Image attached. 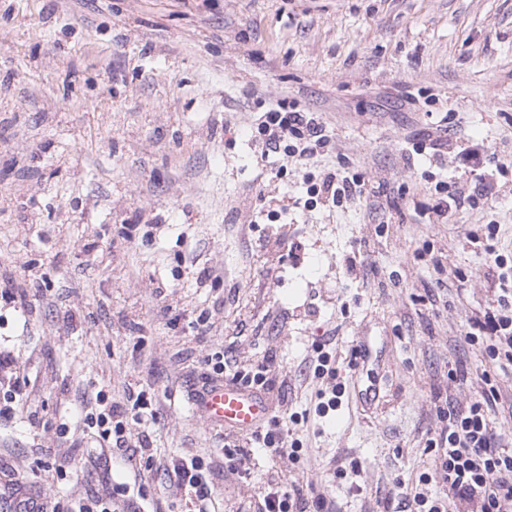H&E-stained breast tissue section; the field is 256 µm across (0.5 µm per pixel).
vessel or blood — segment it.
<instances>
[{"label":"vessel or blood","mask_w":512,"mask_h":512,"mask_svg":"<svg viewBox=\"0 0 512 512\" xmlns=\"http://www.w3.org/2000/svg\"><path fill=\"white\" fill-rule=\"evenodd\" d=\"M197 411L210 424L247 433L269 420L272 405L265 395L227 381L211 385L198 400Z\"/></svg>","instance_id":"1"}]
</instances>
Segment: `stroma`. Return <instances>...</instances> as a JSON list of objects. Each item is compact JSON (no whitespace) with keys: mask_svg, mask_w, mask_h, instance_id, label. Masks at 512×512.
Returning <instances> with one entry per match:
<instances>
[{"mask_svg":"<svg viewBox=\"0 0 512 512\" xmlns=\"http://www.w3.org/2000/svg\"><path fill=\"white\" fill-rule=\"evenodd\" d=\"M282 101L320 113L322 156L262 157L251 131ZM430 118L441 148L413 154ZM475 145L502 161L491 195L436 214L438 182L471 192L459 157ZM341 162L366 198L311 202L306 174ZM491 222L512 253V0H0V265L49 282L0 298V383L24 385L0 459L55 512L111 495L123 473L79 414L138 386L158 414L132 431L157 465L120 512H186L162 469L185 454L211 464L215 512H259L274 469L331 477L339 512H402L449 369L487 364L455 338L494 299L466 239ZM331 331L346 393L322 418L306 361ZM362 336L371 409L348 366ZM217 351L276 356L274 416L307 415L288 427L300 463L256 448L249 476L225 465L223 427L196 411Z\"/></svg>","mask_w":512,"mask_h":512,"instance_id":"35a3bbf8","label":"stroma"}]
</instances>
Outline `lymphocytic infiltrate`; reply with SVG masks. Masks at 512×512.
Instances as JSON below:
<instances>
[{
  "label": "lymphocytic infiltrate",
  "mask_w": 512,
  "mask_h": 512,
  "mask_svg": "<svg viewBox=\"0 0 512 512\" xmlns=\"http://www.w3.org/2000/svg\"><path fill=\"white\" fill-rule=\"evenodd\" d=\"M256 136L266 152L299 160L321 155L328 142L326 126L317 113L300 112L284 102L264 112ZM308 191L312 197L339 206L364 197L367 188L364 175L345 170L322 174L310 183ZM493 264L500 271L496 304L483 315L469 317L463 333L464 342L479 347L489 367L482 372L481 389L466 406L451 402L440 410L442 427L428 443L433 452L430 470L411 487L408 504L413 512H512V449L506 448L503 435L494 428L493 417L502 396L492 377L493 368L512 364V278L505 271V256L496 255ZM202 363L208 373L259 391L273 389L279 371L272 356L245 367L217 352L205 355ZM308 363L314 378L327 383L318 391L315 407L316 414L323 417L340 406L345 393L344 384L336 380L335 346L328 341L316 345ZM95 401L99 409L87 414V428L111 440L118 454H126L132 445L143 455L151 450L148 434L132 440L127 427L154 415V394L141 389L129 392L124 401L112 402L100 392ZM251 448H262L270 456L291 461L299 460L302 451L299 441L288 440L282 420L276 418L250 433L229 432L224 436L225 459L245 472L250 469L247 451ZM164 471L170 483L182 490L193 512H209L211 469L201 457L187 455L172 460ZM431 484L437 486V493L428 492ZM262 507L264 512H337L335 498L315 484L288 486L278 475L268 480Z\"/></svg>",
  "instance_id": "lymphocytic-infiltrate-1"
}]
</instances>
